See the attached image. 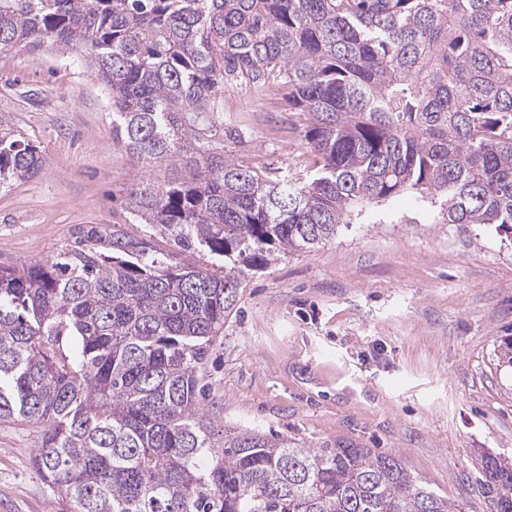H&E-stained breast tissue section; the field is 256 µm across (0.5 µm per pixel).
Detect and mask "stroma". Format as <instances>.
<instances>
[{"mask_svg":"<svg viewBox=\"0 0 512 512\" xmlns=\"http://www.w3.org/2000/svg\"><path fill=\"white\" fill-rule=\"evenodd\" d=\"M224 90L238 130L224 151L244 164L313 169L283 93ZM0 118L45 155L33 179L0 191V263L43 260L78 224H120L136 167L112 139L108 91L72 54L0 53ZM236 316L209 349L217 431L255 429L308 448L346 441L393 453L465 512H486L482 454L512 457V235L442 224L403 194L343 225L321 248L248 273ZM40 428L0 421V512H60L33 458Z\"/></svg>","mask_w":512,"mask_h":512,"instance_id":"obj_1","label":"stroma"}]
</instances>
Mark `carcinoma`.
Returning a JSON list of instances; mask_svg holds the SVG:
<instances>
[{"instance_id":"carcinoma-1","label":"carcinoma","mask_w":512,"mask_h":512,"mask_svg":"<svg viewBox=\"0 0 512 512\" xmlns=\"http://www.w3.org/2000/svg\"><path fill=\"white\" fill-rule=\"evenodd\" d=\"M12 50L83 58L110 92L112 139L143 169L184 170L136 176L130 214L222 262L78 224L52 258L0 264V420L41 429L35 467L69 512H457L392 454L216 441L203 370L245 271L391 198L512 231V0H0ZM234 83L287 93L312 174L224 153ZM45 162L0 121V188ZM478 482L489 512H512V462L484 456Z\"/></svg>"}]
</instances>
